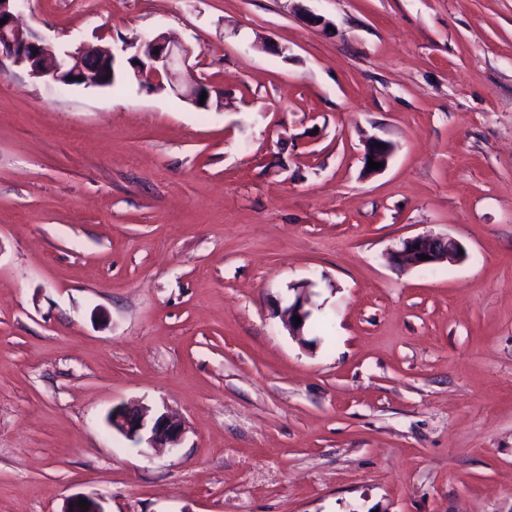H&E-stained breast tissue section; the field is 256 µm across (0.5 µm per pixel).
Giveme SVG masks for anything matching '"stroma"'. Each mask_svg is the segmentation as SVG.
Returning <instances> with one entry per match:
<instances>
[{
    "label": "stroma",
    "instance_id": "1",
    "mask_svg": "<svg viewBox=\"0 0 512 512\" xmlns=\"http://www.w3.org/2000/svg\"><path fill=\"white\" fill-rule=\"evenodd\" d=\"M19 15L65 50L168 33L223 104L0 60V512H512V0ZM419 234L466 256L393 267ZM134 401L177 451L108 426ZM376 143L384 144V147H377ZM392 152H393V148H392L391 144H389L388 142L381 140V139H377V138L371 140L367 144L366 149H365V153H364V157H363L364 167L366 168V170H368L370 172H379V171L384 170L388 166L389 160L392 156ZM369 157H372V160L374 162L382 163L383 167L379 168V170L369 169V164H368ZM292 290L295 292L293 300L291 302L288 300V305L280 309V315L286 326H288V330L294 336L302 337L306 323L311 315V311L307 309L309 301L303 286L293 287ZM294 315L301 318V323H296L293 320Z\"/></svg>",
    "mask_w": 512,
    "mask_h": 512
}]
</instances>
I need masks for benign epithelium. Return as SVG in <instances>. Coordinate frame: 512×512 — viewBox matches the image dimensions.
Masks as SVG:
<instances>
[{
    "mask_svg": "<svg viewBox=\"0 0 512 512\" xmlns=\"http://www.w3.org/2000/svg\"><path fill=\"white\" fill-rule=\"evenodd\" d=\"M18 0H0V59L7 57L24 67L36 78H47L64 86L84 85L109 87L115 69H106L105 61L111 65L119 63L113 50L101 47L91 50H61L54 44L37 38L30 30L17 24L16 11ZM192 49L184 44L175 43L165 34L158 33L145 42L144 50L128 58L132 65L133 77L140 83L169 87L182 99L198 107L208 108L212 100V89L196 80L191 73L189 59ZM207 92L201 99V92ZM379 139L371 140L365 149L364 167L373 160L388 166L392 156L391 144L378 147ZM430 259L423 260L421 255ZM464 257L462 245L450 236L417 235L402 241V247L393 251L391 258L402 267H429L443 262L456 263ZM293 300L280 309V315L288 330L295 336H303L304 328L311 311L307 309L308 297L302 286L293 288ZM298 316L297 323L293 317ZM109 425L136 443H144L149 448L174 449L180 443L185 430L184 424L166 412L149 405H120L113 408L108 416Z\"/></svg>",
    "mask_w": 512,
    "mask_h": 512,
    "instance_id": "benign-epithelium-1",
    "label": "benign epithelium"
}]
</instances>
